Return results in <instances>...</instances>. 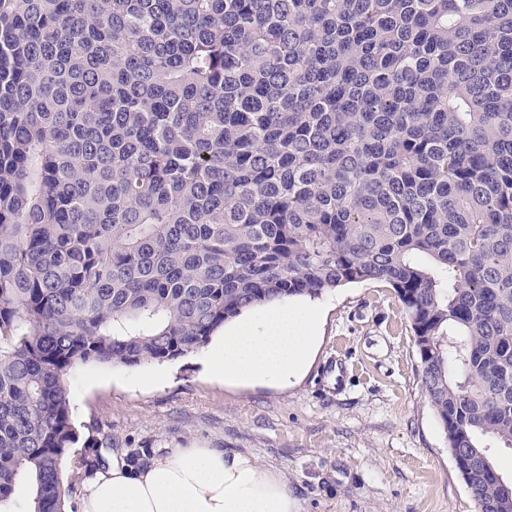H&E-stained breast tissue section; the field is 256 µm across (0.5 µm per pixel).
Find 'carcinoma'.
I'll use <instances>...</instances> for the list:
<instances>
[{
  "label": "carcinoma",
  "mask_w": 512,
  "mask_h": 512,
  "mask_svg": "<svg viewBox=\"0 0 512 512\" xmlns=\"http://www.w3.org/2000/svg\"><path fill=\"white\" fill-rule=\"evenodd\" d=\"M369 281L512 512V0H0V507L106 467L69 372Z\"/></svg>",
  "instance_id": "1"
}]
</instances>
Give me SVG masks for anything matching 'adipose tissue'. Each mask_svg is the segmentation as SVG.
Returning a JSON list of instances; mask_svg holds the SVG:
<instances>
[{
	"label": "adipose tissue",
	"instance_id": "obj_1",
	"mask_svg": "<svg viewBox=\"0 0 512 512\" xmlns=\"http://www.w3.org/2000/svg\"><path fill=\"white\" fill-rule=\"evenodd\" d=\"M317 343L306 307H268L243 320L210 361L213 373L244 384L285 381L301 373ZM81 512H304L285 473L247 452L171 448L128 463L124 453L84 483Z\"/></svg>",
	"mask_w": 512,
	"mask_h": 512
}]
</instances>
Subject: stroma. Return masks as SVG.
Instances as JSON below:
<instances>
[{
  "label": "stroma",
  "instance_id": "stroma-1",
  "mask_svg": "<svg viewBox=\"0 0 512 512\" xmlns=\"http://www.w3.org/2000/svg\"><path fill=\"white\" fill-rule=\"evenodd\" d=\"M318 343L287 383L210 373L216 335L184 357L86 365L66 377L79 423L127 451L224 448L281 469L305 512H477L418 375L408 317L387 284L320 298Z\"/></svg>",
  "mask_w": 512,
  "mask_h": 512
}]
</instances>
